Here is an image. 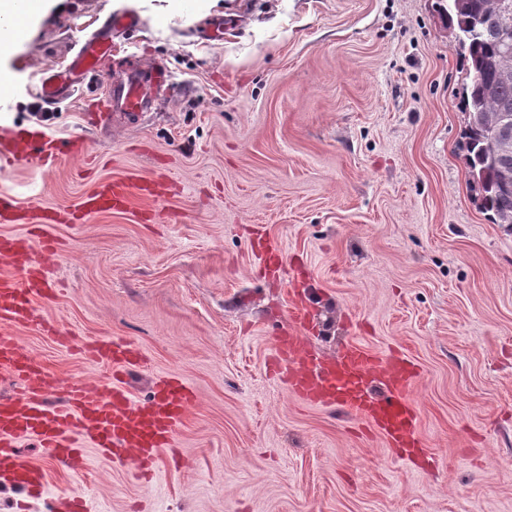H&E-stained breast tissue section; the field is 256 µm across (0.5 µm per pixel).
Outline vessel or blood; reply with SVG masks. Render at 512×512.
Segmentation results:
<instances>
[{"label":"vessel or blood","instance_id":"b4317fda","mask_svg":"<svg viewBox=\"0 0 512 512\" xmlns=\"http://www.w3.org/2000/svg\"><path fill=\"white\" fill-rule=\"evenodd\" d=\"M133 16H110L83 39L74 59L61 68L45 70L40 97L47 102L65 99L79 79L96 75L112 54L115 32L133 27ZM166 75L157 63H133L128 85L113 89L112 97L132 112L146 109L152 91ZM87 147L78 137L59 139L37 125H0V165L31 164L53 170L61 155L82 157ZM156 178L108 179L83 197L77 212L83 217L125 210L133 194L156 196ZM73 212L52 206L23 207L0 193V223L23 224L25 236L0 238V262L19 269V276L0 275V377L13 389L0 393V472L26 493H45L47 467L81 476L88 466V449L104 455L124 452L133 461L137 482L152 480L165 454L175 443L196 401L192 387L182 378L157 376L150 394L133 399L126 386L128 375L144 368L142 350L121 336L89 339L86 355L111 369L110 386L69 385L57 403L48 402L58 379L45 365L16 342L12 330L36 324L35 304L53 298L57 290L42 265L56 252L51 229L69 223ZM281 361L288 369V386L304 402L333 406L364 417L388 443L416 440L414 404L409 395L411 376L403 361L368 350L359 343L341 355L325 359L305 338L285 336L277 341ZM34 439L46 453L48 465L24 460L21 441Z\"/></svg>","mask_w":512,"mask_h":512}]
</instances>
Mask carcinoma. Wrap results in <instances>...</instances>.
<instances>
[{
  "label": "carcinoma",
  "mask_w": 512,
  "mask_h": 512,
  "mask_svg": "<svg viewBox=\"0 0 512 512\" xmlns=\"http://www.w3.org/2000/svg\"><path fill=\"white\" fill-rule=\"evenodd\" d=\"M502 0H448L440 11L456 31L467 62L470 82L462 87L468 113L465 130L467 164L481 208L495 224L512 228V149L499 148L495 135L501 114L512 115V54H507L504 29L512 31V11Z\"/></svg>",
  "instance_id": "cac0c4a2"
}]
</instances>
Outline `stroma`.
Here are the masks:
<instances>
[{"instance_id": "35a3bbf8", "label": "stroma", "mask_w": 512, "mask_h": 512, "mask_svg": "<svg viewBox=\"0 0 512 512\" xmlns=\"http://www.w3.org/2000/svg\"><path fill=\"white\" fill-rule=\"evenodd\" d=\"M117 12L137 25L46 122L85 137L88 160L0 168V192L72 209L100 180L159 174L168 192L55 225L62 291L38 309L74 346L14 337L66 383L110 380L79 358L85 337H127L148 360L133 398L174 374L197 403L157 482L95 455L83 477L50 471L40 498L0 481V512L77 494L96 512H512V231L469 175L467 63L438 0H45L0 52V120L35 122L43 70ZM136 55L165 65V91L91 128L88 93ZM296 302L324 356L357 342L412 365L418 446L270 374Z\"/></svg>"}]
</instances>
